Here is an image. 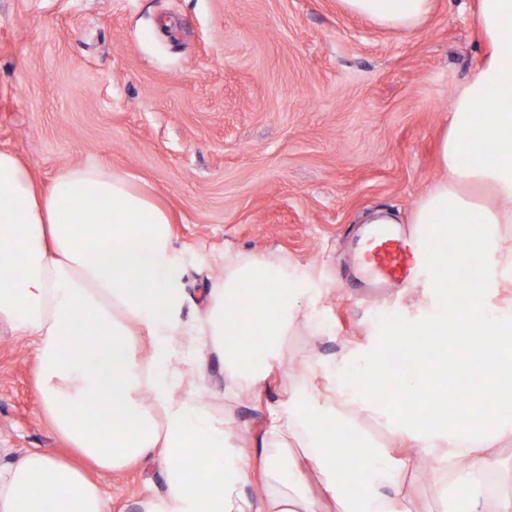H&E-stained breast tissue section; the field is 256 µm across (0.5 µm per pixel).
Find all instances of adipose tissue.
Masks as SVG:
<instances>
[{"instance_id": "adipose-tissue-1", "label": "adipose tissue", "mask_w": 512, "mask_h": 512, "mask_svg": "<svg viewBox=\"0 0 512 512\" xmlns=\"http://www.w3.org/2000/svg\"><path fill=\"white\" fill-rule=\"evenodd\" d=\"M339 2L347 13L404 31L433 8V0ZM475 15L488 50L448 103L438 149L444 175L412 215L424 258L445 267L466 257L476 266L471 300L393 328L364 368L408 397L445 375L474 385L478 404L494 409L512 403V300L485 299L487 289L512 288V252L501 247L503 227H512V0H477ZM289 290L281 263L225 257L223 282L205 294L204 331L215 347H228L238 373L287 333L295 316L281 297ZM195 309L170 215L126 174L77 165L44 187L32 166L0 150V325L33 337V378L54 431L107 471L163 457L166 492L143 512H321L320 499L293 491L271 492L258 506L243 498L245 462L226 458L223 430L198 404L176 397V339L191 331ZM397 351L414 360L412 377L387 371ZM91 395L101 410L88 407ZM348 409L383 416L413 447L375 470L354 497L346 486L362 475L363 457L379 451L358 456L342 444ZM266 434L280 447L302 441L335 512H406V478L419 448L432 450L437 470L462 489V512H512V489L486 482L498 468L495 445L512 441V419L488 424L468 410L380 406L340 371L322 408L307 409L293 395L271 410ZM0 512H112V500L79 467L34 450L0 465Z\"/></svg>"}]
</instances>
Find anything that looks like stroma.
Masks as SVG:
<instances>
[{"mask_svg": "<svg viewBox=\"0 0 512 512\" xmlns=\"http://www.w3.org/2000/svg\"><path fill=\"white\" fill-rule=\"evenodd\" d=\"M473 0H435L416 30L379 28L337 0H0V149L43 183L101 163L129 174L173 216L193 298L224 278L225 254L288 264L286 303L304 319L258 354L243 381L203 336L177 339L178 397L196 400L250 463L240 495L260 504L288 487L301 447L276 474L263 461L270 407L331 396L346 367L393 326L439 312L448 296L415 282L383 293L356 278L364 218L408 225L441 176L448 100L485 52ZM33 339L0 329V462L38 449L74 454L40 409ZM343 437L380 449L368 469L405 455L382 419L354 413ZM78 465L112 498L142 512L165 491L155 456L106 472ZM409 512H448V480L414 469Z\"/></svg>", "mask_w": 512, "mask_h": 512, "instance_id": "35a3bbf8", "label": "stroma"}]
</instances>
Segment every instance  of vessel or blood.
<instances>
[{
    "mask_svg": "<svg viewBox=\"0 0 512 512\" xmlns=\"http://www.w3.org/2000/svg\"><path fill=\"white\" fill-rule=\"evenodd\" d=\"M417 240L387 226L375 228L362 262L371 288H395L412 283L419 269Z\"/></svg>",
    "mask_w": 512,
    "mask_h": 512,
    "instance_id": "vessel-or-blood-1",
    "label": "vessel or blood"
}]
</instances>
